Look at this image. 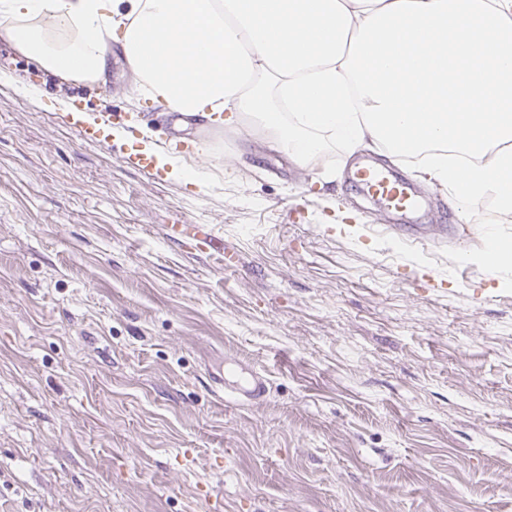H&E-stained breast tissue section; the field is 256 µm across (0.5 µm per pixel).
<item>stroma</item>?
I'll use <instances>...</instances> for the list:
<instances>
[{
    "mask_svg": "<svg viewBox=\"0 0 512 512\" xmlns=\"http://www.w3.org/2000/svg\"><path fill=\"white\" fill-rule=\"evenodd\" d=\"M108 83L0 42V512H512V287L462 259L512 222L456 219L381 153L303 167L230 126L191 124L196 182L156 183L135 160L172 119L120 55ZM73 99L129 123L81 140ZM364 160L417 218L364 195ZM228 362L261 400L215 384ZM178 237L189 240L200 252L215 251L216 237L212 234L201 233L196 224H183V228Z\"/></svg>",
    "mask_w": 512,
    "mask_h": 512,
    "instance_id": "1",
    "label": "stroma"
}]
</instances>
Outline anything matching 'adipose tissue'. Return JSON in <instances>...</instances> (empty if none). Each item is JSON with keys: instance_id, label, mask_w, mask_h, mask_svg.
Here are the masks:
<instances>
[{"instance_id": "adipose-tissue-1", "label": "adipose tissue", "mask_w": 512, "mask_h": 512, "mask_svg": "<svg viewBox=\"0 0 512 512\" xmlns=\"http://www.w3.org/2000/svg\"><path fill=\"white\" fill-rule=\"evenodd\" d=\"M109 38L176 124L260 130L301 166L380 146L458 213L512 216V0H0V40L62 79L103 78Z\"/></svg>"}]
</instances>
